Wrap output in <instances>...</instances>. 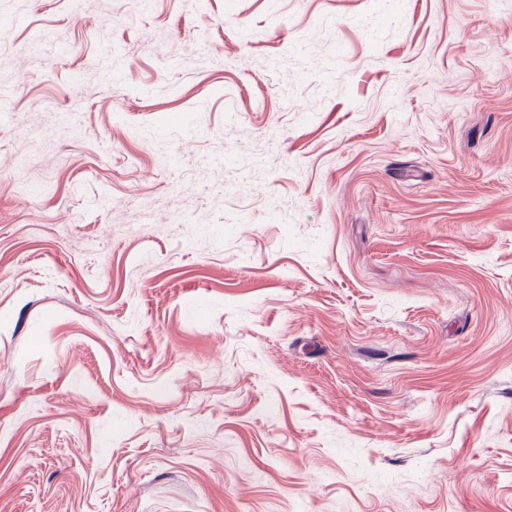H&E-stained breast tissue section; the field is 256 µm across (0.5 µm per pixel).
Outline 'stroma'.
<instances>
[{"label": "stroma", "mask_w": 512, "mask_h": 512, "mask_svg": "<svg viewBox=\"0 0 512 512\" xmlns=\"http://www.w3.org/2000/svg\"><path fill=\"white\" fill-rule=\"evenodd\" d=\"M0 512H512V0H0Z\"/></svg>", "instance_id": "stroma-1"}]
</instances>
